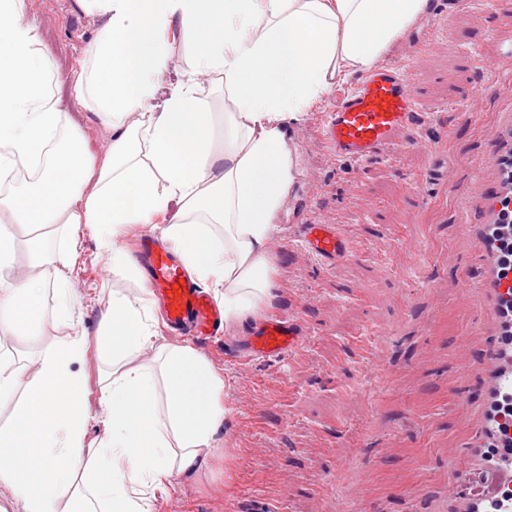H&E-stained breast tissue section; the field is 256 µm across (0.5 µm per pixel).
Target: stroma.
I'll use <instances>...</instances> for the list:
<instances>
[{"label":"stroma","mask_w":512,"mask_h":512,"mask_svg":"<svg viewBox=\"0 0 512 512\" xmlns=\"http://www.w3.org/2000/svg\"><path fill=\"white\" fill-rule=\"evenodd\" d=\"M26 5L61 76L86 63L100 17L78 0ZM415 30L431 36L430 50L398 43L382 60L408 75L424 104L409 134L433 142V153L330 156L319 135L327 96L290 127L295 181L269 244L277 273L265 312L297 319L307 335L291 353L246 366L235 345L256 320L199 345L224 378V426L207 464L175 476L153 512H463L465 499L448 487L459 457L483 463L494 350L492 300L478 286L489 247L477 204L495 190L488 161L512 127V19L473 9L450 20L435 9ZM475 88L478 110L460 122ZM197 91L216 114L213 148L223 150L230 92L218 73L200 77ZM58 95L89 161L101 163L110 130L69 84ZM447 168L454 176L445 182ZM313 220L341 225L354 256L328 264L304 253L303 226ZM5 222L11 279L38 282L23 230ZM74 265L67 291L43 285L41 321L6 337L20 383L39 377L42 351L78 331L96 336L113 295H142L138 263L113 275L89 230L78 234ZM68 294L81 301L71 322L59 315ZM463 404L469 417L458 413Z\"/></svg>","instance_id":"35a3bbf8"}]
</instances>
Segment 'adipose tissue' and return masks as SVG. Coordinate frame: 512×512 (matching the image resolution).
Instances as JSON below:
<instances>
[{
	"label": "adipose tissue",
	"instance_id": "1",
	"mask_svg": "<svg viewBox=\"0 0 512 512\" xmlns=\"http://www.w3.org/2000/svg\"><path fill=\"white\" fill-rule=\"evenodd\" d=\"M104 18L73 71L79 102L112 132L92 167L54 88L59 74L26 0H0V214L48 234L30 242L55 286L68 276L72 231L94 232L112 265L131 224L163 217V238L192 280L219 291L224 324L260 317L275 266L269 241L293 182L288 126L351 75L369 70L432 8L431 0H82ZM197 44V72L221 73L235 110L222 153L194 80L153 100L169 68L167 35ZM141 122L128 123L131 113ZM224 227L216 241L206 225ZM112 368L90 401L80 372L87 335L45 351L40 377L0 426V487L22 512H150L173 477L206 463L224 425V379L194 347L159 341L146 307L116 297L106 317ZM101 433L88 439L89 420Z\"/></svg>",
	"mask_w": 512,
	"mask_h": 512
}]
</instances>
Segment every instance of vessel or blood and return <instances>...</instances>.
Here are the masks:
<instances>
[{
    "label": "vessel or blood",
    "mask_w": 512,
    "mask_h": 512,
    "mask_svg": "<svg viewBox=\"0 0 512 512\" xmlns=\"http://www.w3.org/2000/svg\"><path fill=\"white\" fill-rule=\"evenodd\" d=\"M420 118V103L406 75L390 65L379 64L352 90L336 96L320 127V135L333 156L359 162L403 148L429 152L432 143L406 136ZM303 238L306 252L329 263L348 259L354 251L346 233L332 224L304 225ZM135 252L167 327L190 330L200 339L216 335L224 324V307L187 280L176 255L147 234L139 236ZM305 334L297 320L272 315L242 342L239 359L246 363L258 356H283L297 347ZM474 480L483 483L487 502L496 504L497 485L512 480V459L483 469L471 468L466 459H459L451 491L459 492L461 485Z\"/></svg>",
    "instance_id": "vessel-or-blood-1"
}]
</instances>
